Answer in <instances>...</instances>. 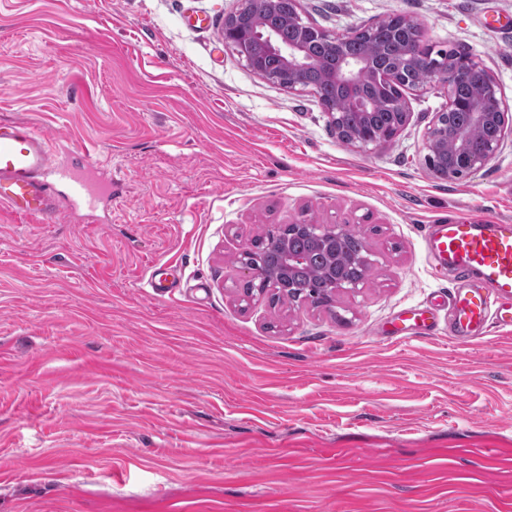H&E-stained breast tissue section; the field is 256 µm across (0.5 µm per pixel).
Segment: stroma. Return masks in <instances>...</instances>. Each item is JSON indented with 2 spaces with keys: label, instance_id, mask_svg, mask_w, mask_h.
<instances>
[{
  "label": "stroma",
  "instance_id": "1",
  "mask_svg": "<svg viewBox=\"0 0 512 512\" xmlns=\"http://www.w3.org/2000/svg\"><path fill=\"white\" fill-rule=\"evenodd\" d=\"M242 0H0V118L112 177L52 223L0 214V512H512V329L448 336L452 271L422 238L512 221V139L463 180L424 160L442 88L382 150L224 43ZM331 34L393 14L479 58L512 115V0H298ZM207 17L202 30L188 16ZM367 230L362 288L324 307L245 295L276 224ZM179 282L153 293L151 272ZM421 305L436 325L398 341Z\"/></svg>",
  "mask_w": 512,
  "mask_h": 512
}]
</instances>
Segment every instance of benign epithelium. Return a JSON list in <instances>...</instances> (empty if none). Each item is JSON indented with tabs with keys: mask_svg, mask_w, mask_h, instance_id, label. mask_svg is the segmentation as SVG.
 Here are the masks:
<instances>
[{
	"mask_svg": "<svg viewBox=\"0 0 512 512\" xmlns=\"http://www.w3.org/2000/svg\"><path fill=\"white\" fill-rule=\"evenodd\" d=\"M251 4L252 11L248 16L241 19L236 11L225 17V31L242 36L251 49L257 46L264 53L281 56L284 63L282 75L270 76L262 71L259 75L283 88L297 89L301 75L315 62L306 55L301 43L284 47L273 36L261 32L259 17L272 6L273 0H251ZM376 56L377 51L374 50L361 57L340 59L325 69L326 78L341 89V97L334 103L323 105V109L336 138L351 148L382 149L399 136L412 117L409 104L400 92L393 94L386 103L392 122L382 129L370 124L374 115L370 86L376 81L392 86L399 74L396 66L379 68ZM414 63L426 75L423 86L443 87L448 94V107L435 113L425 132L426 164L442 169V178L448 181L472 175L493 161L506 138L512 135V128L508 127L502 112L499 84L482 61L469 55L441 65L421 53L414 58ZM459 110L468 115V124L464 127L450 124V114ZM490 127L494 131L486 139L483 149L472 151L468 146L470 133ZM280 229L282 241L274 275L277 283L274 292L281 298L290 303L300 301L299 278L316 255L326 259L330 278L327 291L320 296L313 295L317 304H327L337 294L354 291L362 285V281L347 275L346 262L339 254L342 240L350 233L349 225L283 224ZM253 250L251 243L241 250L244 260L240 261V272L245 278L255 280L262 270L246 260Z\"/></svg>",
	"mask_w": 512,
	"mask_h": 512,
	"instance_id": "benign-epithelium-1",
	"label": "benign epithelium"
}]
</instances>
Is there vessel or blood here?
I'll return each instance as SVG.
<instances>
[{
	"mask_svg": "<svg viewBox=\"0 0 512 512\" xmlns=\"http://www.w3.org/2000/svg\"><path fill=\"white\" fill-rule=\"evenodd\" d=\"M55 170L60 182L44 180ZM95 168L84 173L55 166L49 137L27 122L0 119V211L22 220L51 223L58 208L57 185L68 196L94 204ZM424 250L436 270H454L462 282L448 296V335L468 344L490 323L512 327V221H443L430 225Z\"/></svg>",
	"mask_w": 512,
	"mask_h": 512,
	"instance_id": "1",
	"label": "vessel or blood"
}]
</instances>
